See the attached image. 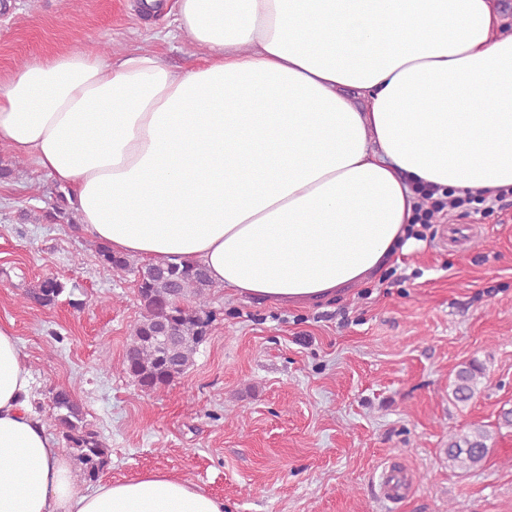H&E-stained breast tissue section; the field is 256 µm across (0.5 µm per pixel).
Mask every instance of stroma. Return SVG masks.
Masks as SVG:
<instances>
[{
	"mask_svg": "<svg viewBox=\"0 0 512 512\" xmlns=\"http://www.w3.org/2000/svg\"><path fill=\"white\" fill-rule=\"evenodd\" d=\"M164 2L149 15L143 0H0V77L107 43L191 69L201 50L175 33L176 0ZM0 167V325L19 340L39 416L66 388L101 433L110 462L99 481L167 471L223 498L224 512H386L370 476L389 461L415 482L399 512H512V428L498 425L512 409V204L435 217L389 272L310 307L212 288L193 367L148 394L122 369L140 315L133 275L100 266L81 229L24 220L61 187L8 152ZM50 276L67 297L19 304ZM472 360L487 383L455 402L454 373ZM473 423L500 429L490 460L451 470L448 437Z\"/></svg>",
	"mask_w": 512,
	"mask_h": 512,
	"instance_id": "obj_1",
	"label": "stroma"
}]
</instances>
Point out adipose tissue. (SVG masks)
I'll use <instances>...</instances> for the list:
<instances>
[{"label": "adipose tissue", "instance_id": "1", "mask_svg": "<svg viewBox=\"0 0 512 512\" xmlns=\"http://www.w3.org/2000/svg\"><path fill=\"white\" fill-rule=\"evenodd\" d=\"M197 44L34 59L0 80V148L70 188L113 252L306 305L407 245L414 188L512 186V34L496 0H178ZM0 326V512H224L163 471L82 483Z\"/></svg>", "mask_w": 512, "mask_h": 512}]
</instances>
